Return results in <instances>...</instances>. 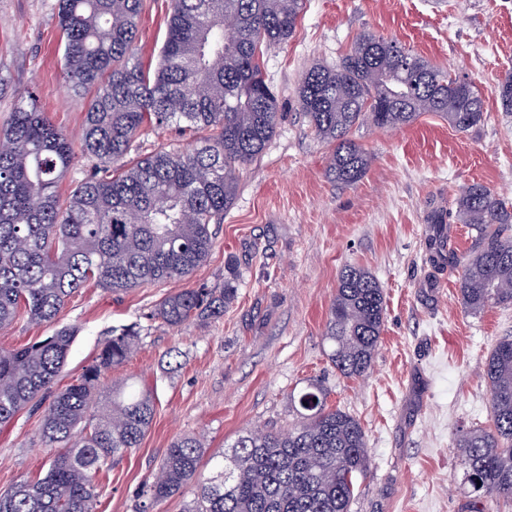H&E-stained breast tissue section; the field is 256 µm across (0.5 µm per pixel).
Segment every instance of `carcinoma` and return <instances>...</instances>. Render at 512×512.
<instances>
[{
    "label": "carcinoma",
    "mask_w": 512,
    "mask_h": 512,
    "mask_svg": "<svg viewBox=\"0 0 512 512\" xmlns=\"http://www.w3.org/2000/svg\"><path fill=\"white\" fill-rule=\"evenodd\" d=\"M304 0H171L167 35L154 72L135 59L141 0H59L65 78L94 90L75 141L20 96L0 129V329L20 312L32 322L57 320L66 301L92 281L113 293L181 280L208 256L212 230L233 202L240 172L275 134L278 98L264 79L260 55L293 37ZM497 97L512 114V74ZM297 102L317 136L334 145L326 174L350 186L371 158L352 138L364 122L388 130L425 112L459 132L484 121L476 87L388 39L365 31L334 67L311 65ZM212 131L185 148H161L133 162V144L148 128ZM95 161L60 204L58 185L76 155ZM474 248L451 257L462 269L466 312L512 307V205L481 182L460 193ZM224 287L184 288L166 296L152 319L177 328L218 318L237 294ZM385 292L366 268L338 275L325 339L336 370L364 377L384 328ZM75 331L63 327L41 342L0 350V425L51 392ZM140 340L136 327L112 331L76 381L54 394L41 424L53 460L43 479L0 491V512H94L99 475L140 446L155 417L153 395L131 385L101 390ZM490 425L462 431L456 447L474 490L512 505V336L485 361ZM300 421L285 433L250 430L204 472V450L192 435L171 442L142 496L149 503L196 487L183 512H349L370 450L359 420L327 402L314 383L292 395ZM92 420L76 440L74 428Z\"/></svg>",
    "instance_id": "1"
}]
</instances>
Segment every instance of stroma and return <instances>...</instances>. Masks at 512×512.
Returning <instances> with one entry per match:
<instances>
[{
  "instance_id": "35a3bbf8",
  "label": "stroma",
  "mask_w": 512,
  "mask_h": 512,
  "mask_svg": "<svg viewBox=\"0 0 512 512\" xmlns=\"http://www.w3.org/2000/svg\"><path fill=\"white\" fill-rule=\"evenodd\" d=\"M58 3L0 0V126L29 90L47 119L76 138L91 94L64 78ZM168 16L169 0H143L136 57L144 68L159 63ZM366 30L471 80L485 120L464 133L432 112L394 130L355 128L372 162L359 182L343 186L325 174L332 147L308 124L296 88L310 65H335ZM262 70L281 118L241 174L208 258L186 280L118 296L87 285L56 322L21 318L0 330V349L77 328L54 384L60 391L94 363L112 330L137 326L133 356L104 383L135 379L153 394L155 417L139 448L101 476L97 512H182L184 495L149 506L142 496L170 443L194 435L212 456L243 431H287L297 420L292 393L309 382L367 436L370 466L349 512H512L473 491L456 446L458 431L490 423L485 359L492 343L512 336V308L465 312L460 268L438 271L428 261L430 243L458 254L474 245L457 217L462 186L484 183L512 203V115L500 111L495 93L512 71V0H306L294 36L264 55ZM435 213L441 223H432ZM346 265L368 268L385 289L384 330L360 379L336 371L325 340ZM232 271L238 292L223 317L175 329L152 320L167 295L223 287ZM42 414L29 406L0 426V490L45 476L51 454L40 439Z\"/></svg>"
}]
</instances>
